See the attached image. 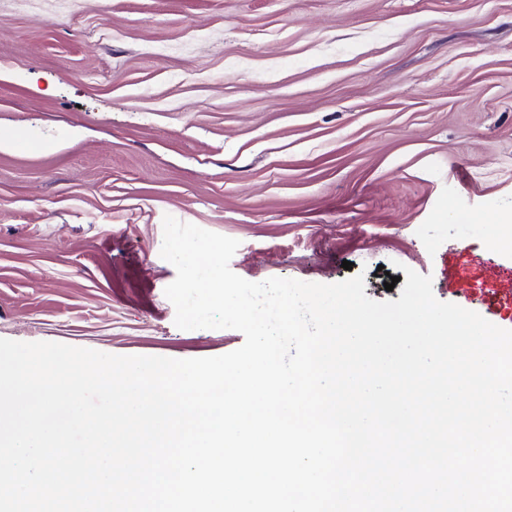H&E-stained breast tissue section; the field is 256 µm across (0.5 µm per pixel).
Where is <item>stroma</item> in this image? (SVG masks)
Masks as SVG:
<instances>
[{"mask_svg": "<svg viewBox=\"0 0 512 512\" xmlns=\"http://www.w3.org/2000/svg\"><path fill=\"white\" fill-rule=\"evenodd\" d=\"M0 338L218 356L164 294L163 218L231 270L332 284L399 265L490 316L512 217V0H0ZM351 269H344V262Z\"/></svg>", "mask_w": 512, "mask_h": 512, "instance_id": "1", "label": "stroma"}]
</instances>
